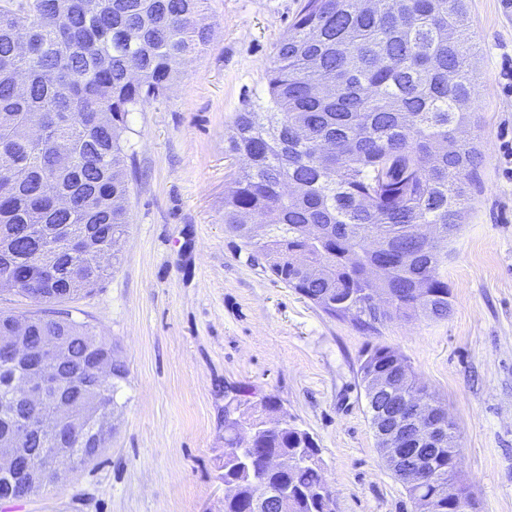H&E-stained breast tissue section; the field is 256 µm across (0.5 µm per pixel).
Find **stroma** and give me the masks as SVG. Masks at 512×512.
Returning a JSON list of instances; mask_svg holds the SVG:
<instances>
[{"label": "stroma", "mask_w": 512, "mask_h": 512, "mask_svg": "<svg viewBox=\"0 0 512 512\" xmlns=\"http://www.w3.org/2000/svg\"><path fill=\"white\" fill-rule=\"evenodd\" d=\"M301 0H207L209 43L129 116V235L74 318L129 368L106 448L0 512H224V404L269 396L316 441L335 512H416L386 466L358 373L387 346L444 403L478 512H512V0H465L479 163L451 245V311L359 331L224 231L237 112L265 95Z\"/></svg>", "instance_id": "35a3bbf8"}]
</instances>
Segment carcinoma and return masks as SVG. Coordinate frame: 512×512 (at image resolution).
Returning <instances> with one entry per match:
<instances>
[{
	"instance_id": "cac0c4a2",
	"label": "carcinoma",
	"mask_w": 512,
	"mask_h": 512,
	"mask_svg": "<svg viewBox=\"0 0 512 512\" xmlns=\"http://www.w3.org/2000/svg\"><path fill=\"white\" fill-rule=\"evenodd\" d=\"M203 0H32L20 16L0 7V284L41 306L22 317L0 314V336L20 318L26 341L54 337L69 373L34 408L21 367L0 362V439L15 440L38 459L30 495L65 473L50 465L55 448L72 449L81 465L106 447L114 395L128 377L89 324L65 305L91 293L110 274L128 233V115L163 98L182 61L210 38ZM28 51L17 53V44ZM473 47L465 0H303L276 46L265 99L236 113L226 150L245 167L224 190V232L241 239L279 281L327 315L362 331L398 319L441 318L451 290L443 269L448 244L465 223V197L479 152L468 130ZM27 76L24 94L14 90ZM70 147L66 165L55 144ZM70 200L65 210L52 195ZM30 224H68L111 254L104 266L89 251L77 259L41 243ZM309 224L322 226L313 237ZM112 358L111 376L90 367ZM371 422L410 406L443 410L407 361L388 347L367 350L359 365ZM383 377L401 383L395 396L376 394ZM244 392L224 405V512H261L276 491L284 512H333L320 448L309 432L274 422L270 397ZM71 400L76 424L46 431L43 421ZM256 427L239 439L242 424ZM445 431L410 456L428 479L406 487L416 512H474L455 478L448 496ZM268 454L294 461L269 470Z\"/></svg>"
}]
</instances>
